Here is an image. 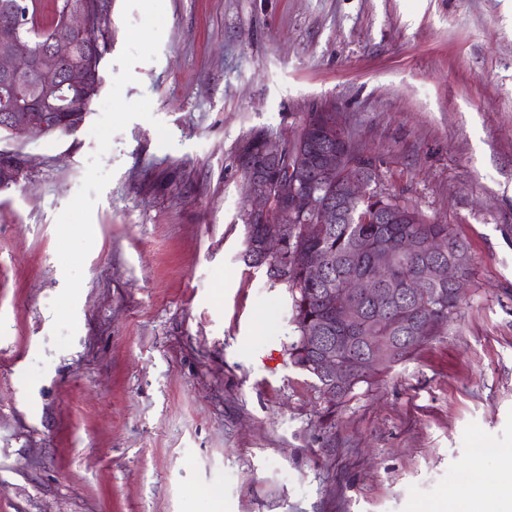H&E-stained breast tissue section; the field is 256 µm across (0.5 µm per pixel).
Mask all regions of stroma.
Returning a JSON list of instances; mask_svg holds the SVG:
<instances>
[{
  "instance_id": "obj_1",
  "label": "stroma",
  "mask_w": 512,
  "mask_h": 512,
  "mask_svg": "<svg viewBox=\"0 0 512 512\" xmlns=\"http://www.w3.org/2000/svg\"><path fill=\"white\" fill-rule=\"evenodd\" d=\"M149 97L98 153L30 137L0 191V512H473L476 470L512 448V0H164ZM123 0L102 25L108 95ZM339 112L375 186L469 246L454 319L329 409L289 359L286 284L243 260L236 157ZM161 121L174 144L161 146ZM113 176L92 211L77 331L52 344L64 288L56 220L92 154Z\"/></svg>"
}]
</instances>
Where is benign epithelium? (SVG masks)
I'll return each mask as SVG.
<instances>
[{"label": "benign epithelium", "instance_id": "1", "mask_svg": "<svg viewBox=\"0 0 512 512\" xmlns=\"http://www.w3.org/2000/svg\"><path fill=\"white\" fill-rule=\"evenodd\" d=\"M108 10L88 8L84 0H72L60 26L38 44L25 34L18 0H0V133L13 143H23L30 136L56 135L65 123L77 120L83 102L98 91V61L101 40L106 31L101 20ZM90 36L86 44L85 64L71 63L74 37ZM34 81L40 94L31 100L16 95L19 78ZM306 141L310 149L294 162L286 163L284 147L267 135L258 134L260 153L240 161L244 172L247 204L241 213L245 224H272L280 211L274 198L288 203V217H312L314 224H333L353 201L369 197L374 172L348 159L349 135L340 115L323 109L318 119L306 125ZM20 168L15 163L0 164V190L18 180ZM340 184L336 197L317 194L321 187ZM259 260L270 261V272L281 276L287 270L274 258L282 256L288 241L275 232L262 235L255 244ZM448 251V237L422 239L408 233L395 241L382 237L359 238L349 260L370 258L376 278L351 275L323 289L326 304L337 307L336 317L329 323L330 335L324 328L309 323L300 327L292 359L302 358L297 367L310 370L325 381L324 392L332 395L374 375L386 364L404 360L409 352L426 340V334L440 331L442 321L423 322L418 310L403 299L413 300L430 281L447 285L440 290L438 302L450 308L459 304L465 288L461 269L469 265V257L454 252L448 266L437 263ZM422 254L435 262L421 268L414 277L402 278V259ZM370 303V316L364 315L363 303ZM396 307L395 323L405 325L412 335L403 338L390 335L387 322L391 307Z\"/></svg>", "mask_w": 512, "mask_h": 512}]
</instances>
